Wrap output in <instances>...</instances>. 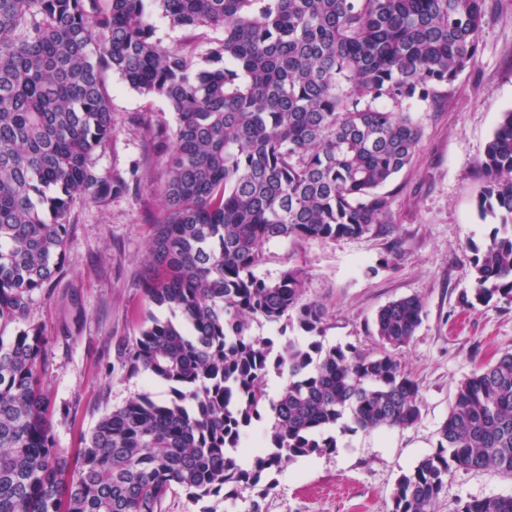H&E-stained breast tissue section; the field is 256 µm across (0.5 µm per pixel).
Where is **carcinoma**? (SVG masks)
<instances>
[{
  "instance_id": "carcinoma-1",
  "label": "carcinoma",
  "mask_w": 512,
  "mask_h": 512,
  "mask_svg": "<svg viewBox=\"0 0 512 512\" xmlns=\"http://www.w3.org/2000/svg\"><path fill=\"white\" fill-rule=\"evenodd\" d=\"M486 0H0V512H162L273 488L283 462L336 447L354 429L403 428L420 388L397 350L414 338L417 296L383 306L379 350L327 351L316 340L250 334L251 323L297 320L321 332L303 299L304 272L257 275L264 246L288 238H357L390 222L383 188L410 164L421 127L406 102L434 101L473 61ZM173 29L221 27L195 63L194 41L161 46L151 16ZM164 99L176 128L141 123L164 144L151 190L143 287L171 317L147 315L118 346L143 391L105 412L85 446L57 447L40 384L45 336L26 321L66 258L78 199L105 206L125 192L98 156L114 124L105 73ZM477 207L499 220L475 249L468 304L512 303V110L485 149ZM288 381L270 397L271 373ZM265 450L242 463L245 433L267 414ZM437 449L402 474L391 512H434L454 469L512 475V352L461 381ZM457 512H512V496Z\"/></svg>"
}]
</instances>
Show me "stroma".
<instances>
[{
  "instance_id": "35a3bbf8",
  "label": "stroma",
  "mask_w": 512,
  "mask_h": 512,
  "mask_svg": "<svg viewBox=\"0 0 512 512\" xmlns=\"http://www.w3.org/2000/svg\"><path fill=\"white\" fill-rule=\"evenodd\" d=\"M115 125L98 168L127 178L130 188L104 207L76 202L67 262L37 295L29 320L47 336L41 386L50 403L56 444L83 447L99 418L148 390L164 395L147 374H129L117 357L151 309L142 290L152 224L160 201L148 184L160 169L157 150L141 132L142 119L175 128V114L118 75L106 73ZM512 110V0H486L475 60L443 88L437 104L416 101L410 115L423 131L409 166L390 182L391 221L359 238L285 239L266 247L260 277L286 269L305 273V299L325 310L323 348L379 349L374 319L388 302H424L414 339L398 356L420 386V417L406 428L338 434L336 450L282 465L266 494L241 490L233 499L193 502L168 497L165 512H390L399 476L433 453L458 384L505 351H512V304L470 307L474 247L499 223L481 217V163L502 112ZM512 495V476L493 470L449 473L435 512H457L460 502Z\"/></svg>"
}]
</instances>
